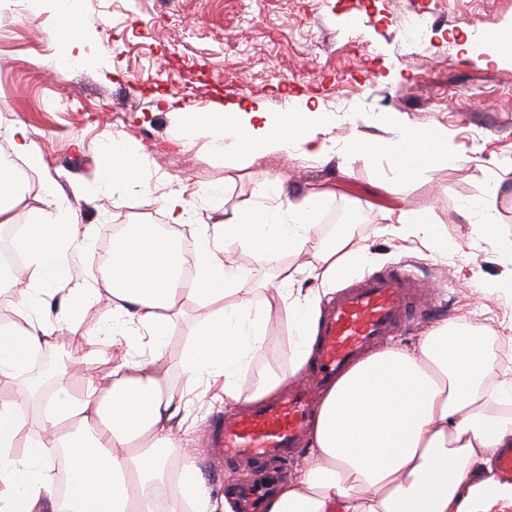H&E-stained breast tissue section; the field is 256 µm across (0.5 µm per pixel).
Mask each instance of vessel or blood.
<instances>
[{"label": "vessel or blood", "instance_id": "1", "mask_svg": "<svg viewBox=\"0 0 512 512\" xmlns=\"http://www.w3.org/2000/svg\"><path fill=\"white\" fill-rule=\"evenodd\" d=\"M428 288L404 266L365 274L338 291L322 314L314 360L306 378L285 395L248 406L243 413L216 420L206 434L214 467L248 464L255 476L247 486L227 481L241 512H258V502L288 472L289 459L308 432L316 391L326 390L383 339L429 318Z\"/></svg>", "mask_w": 512, "mask_h": 512}]
</instances>
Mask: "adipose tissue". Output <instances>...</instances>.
Returning <instances> with one entry per match:
<instances>
[{"label": "adipose tissue", "mask_w": 512, "mask_h": 512, "mask_svg": "<svg viewBox=\"0 0 512 512\" xmlns=\"http://www.w3.org/2000/svg\"><path fill=\"white\" fill-rule=\"evenodd\" d=\"M187 130L207 129L216 151L257 159L270 152H301L332 159L336 142L321 108L294 113L280 122L263 106L212 112H187ZM387 123L392 138L358 139L354 149L385 158L401 179L434 169L448 156V135L430 127L417 130L396 112ZM144 157L125 140L112 143V162L101 182L137 187L134 171ZM272 206H260L214 224L199 225L196 276L182 277L181 248L156 224H134L112 242L103 278L112 296V334L91 342L93 357L111 367L87 377L85 394L74 398L54 372V390L36 416H29L28 393L0 403V512H165L162 489L169 465H177L194 512H234L218 504L205 487L191 452L174 438L177 417L186 406L176 399L161 370L169 334V309L189 304L203 312L183 369L188 385L217 377L224 395L236 398L237 382L253 356L269 341L272 307H283L292 336L289 375L259 379L253 400L275 393L288 377L305 374L317 341L323 297L317 293L287 300L283 292L254 305L250 273L221 254L223 244L268 257L281 251L301 264L280 268L282 283L297 275L332 285L366 256L364 245L343 237L316 245L312 228L327 195H283L275 183L260 186ZM383 232L420 241L439 253L448 242L424 211L400 212ZM14 247L29 274L19 304L31 308L35 295H60L68 319L78 318L97 287L69 261L74 251L91 247L71 211L42 213L25 227ZM237 296L232 307L224 300ZM59 331L50 309L21 324H0V378L19 376L36 354L53 346ZM147 342L148 357H115L113 348ZM512 373L498 370L484 352V340L454 323L421 336L413 350L386 348L349 369L322 397L311 427L310 444L299 478L284 482L264 512H512V484L487 477L498 448L512 443ZM37 429L28 451L16 454L17 437ZM66 451L72 494L59 499L43 466L52 449Z\"/></svg>", "instance_id": "adipose-tissue-1"}]
</instances>
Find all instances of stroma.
<instances>
[{"mask_svg":"<svg viewBox=\"0 0 512 512\" xmlns=\"http://www.w3.org/2000/svg\"><path fill=\"white\" fill-rule=\"evenodd\" d=\"M89 24L81 36L80 64L54 75L47 61L60 46L51 10L42 0L0 11V146L10 127L24 125L44 158L42 171L25 172L27 199L15 223L29 224L45 205L42 179L55 185L54 205L76 213L93 232L89 253L74 262L87 280L99 277L100 251L111 248L115 228L168 222L162 199L173 191L190 202L186 223L171 237L194 242L195 227L223 213L262 205L260 185L274 182L291 197L313 190L328 200L312 230L316 242L350 237L367 247L351 277L406 263L435 286L428 328L452 321L483 334L487 351L512 367V297L497 286L512 280V264L497 239L512 240V173L496 199V239L483 238L461 206L487 197L491 160L512 161V60L472 55L467 35L512 24V0H79ZM262 104L273 112L322 106L337 146L352 136L390 137L383 116L396 112L416 128L448 134V160L412 180L395 176L376 156L339 154L315 162L299 154L271 153L252 161L216 154L206 131L186 134L182 114ZM127 136L146 157L149 195L125 183L99 185L95 171ZM83 184L81 194L73 187ZM423 210L448 237L439 257L420 242L400 243L377 232L386 211ZM200 318L186 307L173 316L164 347L168 386L188 394L180 438L195 455L206 487L224 494V474L209 466L205 430L233 402L216 400L205 386L187 390L185 350ZM274 341L237 383L250 396L259 378L290 369L291 338L283 311L271 314ZM45 358L77 362L66 375L70 393L82 395L85 376L105 374L87 345L55 344Z\"/></svg>","mask_w":512,"mask_h":512,"instance_id":"35a3bbf8","label":"stroma"}]
</instances>
